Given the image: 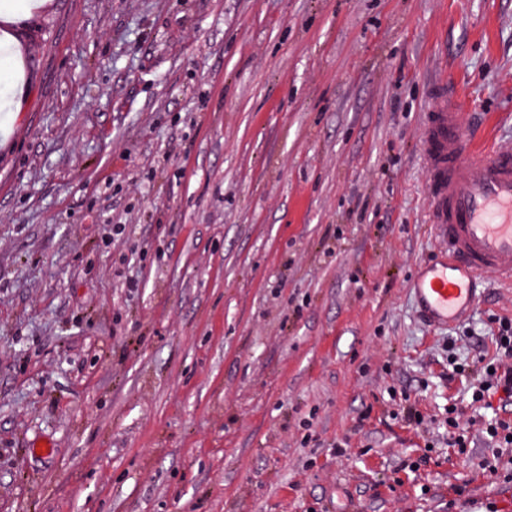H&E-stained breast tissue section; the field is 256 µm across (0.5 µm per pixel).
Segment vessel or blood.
<instances>
[{"mask_svg": "<svg viewBox=\"0 0 512 512\" xmlns=\"http://www.w3.org/2000/svg\"><path fill=\"white\" fill-rule=\"evenodd\" d=\"M421 158L430 222L445 252L413 291L426 320L439 326L472 309L478 282L512 285V150L481 145L462 121L457 92L437 81L424 114Z\"/></svg>", "mask_w": 512, "mask_h": 512, "instance_id": "vessel-or-blood-1", "label": "vessel or blood"}]
</instances>
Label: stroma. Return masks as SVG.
<instances>
[{
	"instance_id": "1",
	"label": "stroma",
	"mask_w": 512,
	"mask_h": 512,
	"mask_svg": "<svg viewBox=\"0 0 512 512\" xmlns=\"http://www.w3.org/2000/svg\"><path fill=\"white\" fill-rule=\"evenodd\" d=\"M0 0V512H512L420 317L438 78L512 148V0ZM54 452L41 457L38 442ZM465 486L457 494V486Z\"/></svg>"
}]
</instances>
